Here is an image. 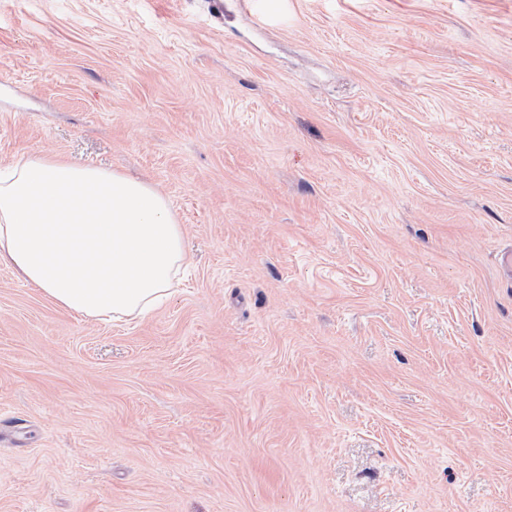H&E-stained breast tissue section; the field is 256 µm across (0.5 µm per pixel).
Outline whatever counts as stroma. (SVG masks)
<instances>
[{
	"label": "stroma",
	"instance_id": "stroma-1",
	"mask_svg": "<svg viewBox=\"0 0 512 512\" xmlns=\"http://www.w3.org/2000/svg\"><path fill=\"white\" fill-rule=\"evenodd\" d=\"M0 0V165L140 177L143 319L0 264V512H512V0Z\"/></svg>",
	"mask_w": 512,
	"mask_h": 512
}]
</instances>
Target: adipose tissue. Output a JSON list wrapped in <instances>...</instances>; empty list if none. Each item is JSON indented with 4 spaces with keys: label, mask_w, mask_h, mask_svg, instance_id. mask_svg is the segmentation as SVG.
I'll return each instance as SVG.
<instances>
[{
    "label": "adipose tissue",
    "mask_w": 512,
    "mask_h": 512,
    "mask_svg": "<svg viewBox=\"0 0 512 512\" xmlns=\"http://www.w3.org/2000/svg\"><path fill=\"white\" fill-rule=\"evenodd\" d=\"M0 261L62 310L142 317L171 297L185 232L146 182L32 156L0 169Z\"/></svg>",
    "instance_id": "ef3b65f1"
}]
</instances>
